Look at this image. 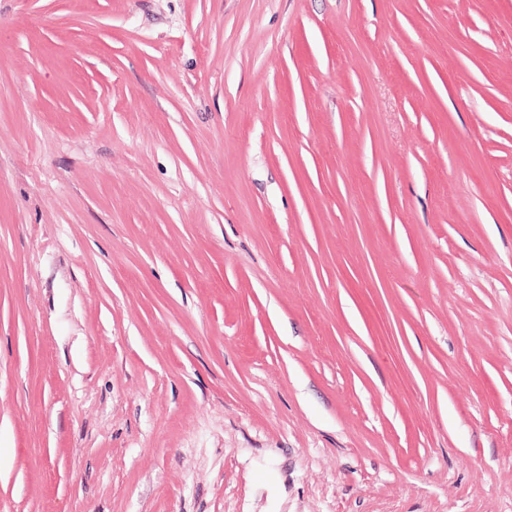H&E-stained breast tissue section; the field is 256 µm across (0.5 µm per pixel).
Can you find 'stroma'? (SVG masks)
<instances>
[{
    "mask_svg": "<svg viewBox=\"0 0 512 512\" xmlns=\"http://www.w3.org/2000/svg\"><path fill=\"white\" fill-rule=\"evenodd\" d=\"M0 512H512V0H0Z\"/></svg>",
    "mask_w": 512,
    "mask_h": 512,
    "instance_id": "1",
    "label": "stroma"
}]
</instances>
